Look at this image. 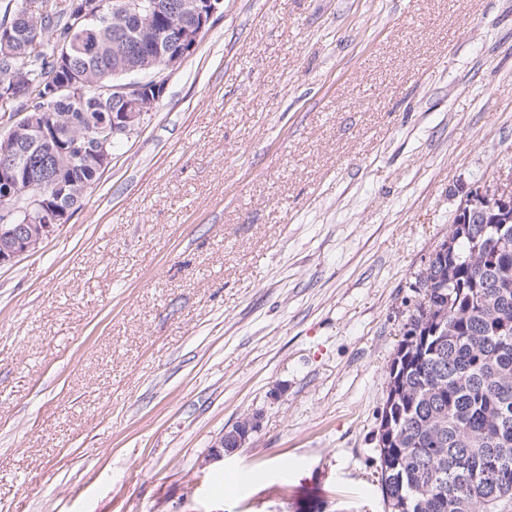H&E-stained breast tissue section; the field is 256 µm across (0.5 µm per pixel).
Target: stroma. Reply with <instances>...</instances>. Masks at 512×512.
I'll use <instances>...</instances> for the list:
<instances>
[{"instance_id": "1", "label": "stroma", "mask_w": 512, "mask_h": 512, "mask_svg": "<svg viewBox=\"0 0 512 512\" xmlns=\"http://www.w3.org/2000/svg\"><path fill=\"white\" fill-rule=\"evenodd\" d=\"M510 175L512 0H224L82 208L0 265V512H385L415 277ZM257 428V416H248L237 421L231 430L224 432L212 443L207 459H205L206 463L224 459V456L244 448Z\"/></svg>"}]
</instances>
